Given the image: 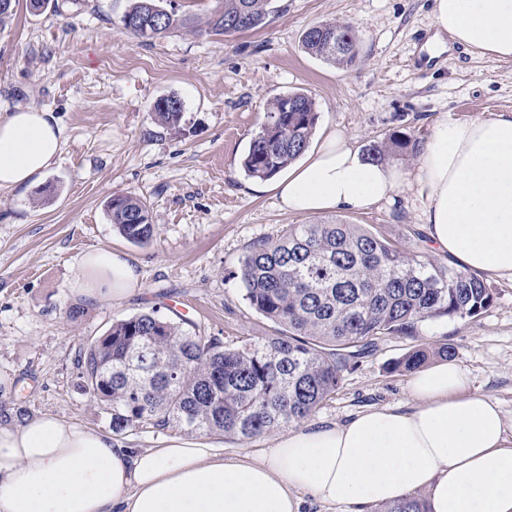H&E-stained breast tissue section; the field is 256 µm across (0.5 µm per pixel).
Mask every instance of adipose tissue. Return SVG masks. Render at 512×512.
Here are the masks:
<instances>
[{"label": "adipose tissue", "instance_id": "obj_1", "mask_svg": "<svg viewBox=\"0 0 512 512\" xmlns=\"http://www.w3.org/2000/svg\"><path fill=\"white\" fill-rule=\"evenodd\" d=\"M432 17L456 43L512 59V0H434ZM65 141L53 113L0 116V191L34 183ZM408 185L425 202L434 252L512 277V113L438 121L412 177L332 131L273 189L283 209L322 215L393 200ZM140 286L135 260L109 248L86 250L71 280L72 294L91 302ZM408 392L410 408H372L236 456L205 438L125 448L50 415L0 426V512H302L308 496L359 507L417 492L427 512H512V427L500 406L472 393L453 362L417 372Z\"/></svg>", "mask_w": 512, "mask_h": 512}]
</instances>
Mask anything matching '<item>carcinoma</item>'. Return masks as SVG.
I'll use <instances>...</instances> for the list:
<instances>
[{
	"mask_svg": "<svg viewBox=\"0 0 512 512\" xmlns=\"http://www.w3.org/2000/svg\"><path fill=\"white\" fill-rule=\"evenodd\" d=\"M163 0H131L120 23L130 37L148 43L176 31L223 36L264 27L274 0H217L204 22L170 9ZM307 53L338 67L359 57L355 26L322 22L302 35ZM297 111L288 112V102ZM155 120L183 131V106L175 97L153 105ZM267 121L242 160L247 176L267 180L306 151L319 118L305 92L271 97ZM420 141L393 133L368 150L384 164L399 152L419 151ZM112 224L130 243L154 234L148 208L121 195L107 202ZM239 277L245 299L276 325V335L227 347L196 324L144 312L117 321L80 348L79 386L110 416L112 431L152 425L187 432H223L252 439L273 429L296 427L339 389L349 358L380 336L411 334L416 325L447 317L479 316L493 294L478 275L437 265L361 224L343 221L290 224L275 241H253ZM145 350L141 369L131 368ZM454 357L452 347L421 346L397 361L413 373L435 358ZM381 512H426L423 499L407 497Z\"/></svg>",
	"mask_w": 512,
	"mask_h": 512,
	"instance_id": "obj_1",
	"label": "carcinoma"
}]
</instances>
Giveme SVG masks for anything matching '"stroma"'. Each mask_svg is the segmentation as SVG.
<instances>
[{
    "instance_id": "stroma-1",
    "label": "stroma",
    "mask_w": 512,
    "mask_h": 512,
    "mask_svg": "<svg viewBox=\"0 0 512 512\" xmlns=\"http://www.w3.org/2000/svg\"><path fill=\"white\" fill-rule=\"evenodd\" d=\"M433 0H275L262 29L197 37L175 32L148 44L119 19L128 0H59L39 14L15 7L0 23V115L26 105L54 113L66 129L56 163L25 191H0V375L15 389L4 400L29 416L53 415L109 432L110 419L78 390L80 347L113 322L151 310L239 340L275 335L244 297L238 276L250 243L275 238L317 216L280 208L269 182L240 162L277 94L312 95L316 135L334 131L360 150L392 132L426 140L441 119L512 113V60L448 43L428 67H414L421 38H432ZM357 28L359 58L348 69L307 54L303 32L321 22ZM181 100L184 131L153 119L158 98ZM146 201L153 240L134 245L114 229L106 201ZM325 221L363 224L447 264L427 247L424 203L412 190L366 210L339 209ZM108 247L137 260L139 294L94 303L71 294L78 257ZM494 302L475 318L428 320L414 335L382 336L351 358L336 395L307 425L343 423L369 407L407 404L409 373L395 364L417 345L446 344L471 389L512 418V279L490 278ZM80 308L70 318L71 308Z\"/></svg>"
}]
</instances>
